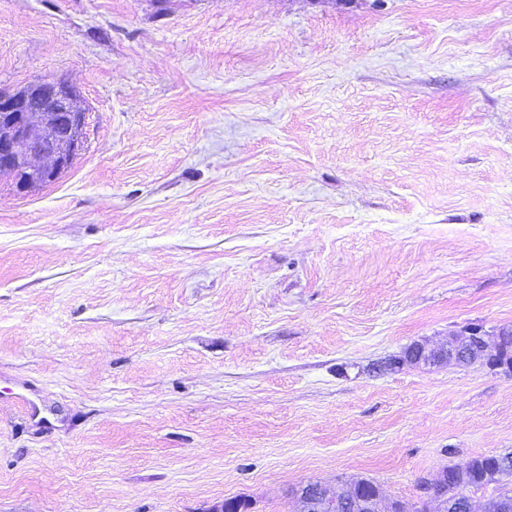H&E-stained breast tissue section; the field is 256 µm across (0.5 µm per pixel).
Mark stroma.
I'll list each match as a JSON object with an SVG mask.
<instances>
[{"instance_id": "35a3bbf8", "label": "stroma", "mask_w": 512, "mask_h": 512, "mask_svg": "<svg viewBox=\"0 0 512 512\" xmlns=\"http://www.w3.org/2000/svg\"><path fill=\"white\" fill-rule=\"evenodd\" d=\"M86 143L0 180V512H295L512 452V0H0ZM27 387L43 424L10 398ZM512 331L511 325H493L488 329L484 325H467L448 335V341L438 346H429L427 342H415L418 353V365L440 366L443 364L457 365L455 362L460 353L466 351L473 343H477L478 356L473 363L494 364L501 356L504 363L512 362ZM510 335V336H508ZM498 336H503L501 348ZM501 351V354H500ZM503 367L502 371L512 375V367Z\"/></svg>"}]
</instances>
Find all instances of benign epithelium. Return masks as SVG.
<instances>
[{"label": "benign epithelium", "mask_w": 512, "mask_h": 512, "mask_svg": "<svg viewBox=\"0 0 512 512\" xmlns=\"http://www.w3.org/2000/svg\"><path fill=\"white\" fill-rule=\"evenodd\" d=\"M42 98L49 108L32 112L30 100ZM86 112L80 107L76 91L57 79H41L17 91L0 89V178L27 174L17 191L49 184L72 165L84 147ZM512 334L509 324L467 325L448 334L438 346L415 343L418 364L453 365L460 353L478 344L475 362L494 364L500 356L499 337ZM447 478L441 469L433 478L419 484L420 502L436 504L435 512H447L443 486Z\"/></svg>", "instance_id": "1"}]
</instances>
